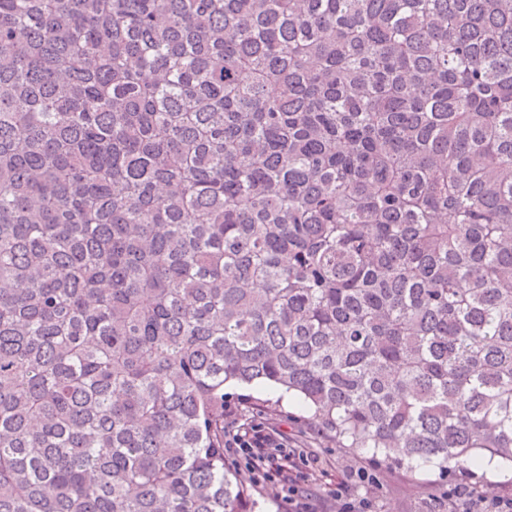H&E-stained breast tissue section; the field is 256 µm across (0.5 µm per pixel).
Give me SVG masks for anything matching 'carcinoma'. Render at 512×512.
<instances>
[{
	"label": "carcinoma",
	"mask_w": 512,
	"mask_h": 512,
	"mask_svg": "<svg viewBox=\"0 0 512 512\" xmlns=\"http://www.w3.org/2000/svg\"><path fill=\"white\" fill-rule=\"evenodd\" d=\"M226 384L512 462V0H0V512H253Z\"/></svg>",
	"instance_id": "carcinoma-1"
}]
</instances>
